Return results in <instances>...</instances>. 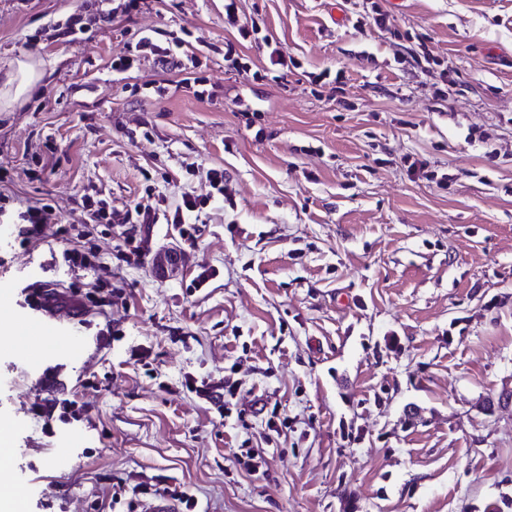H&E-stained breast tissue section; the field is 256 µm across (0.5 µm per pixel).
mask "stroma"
<instances>
[{
    "mask_svg": "<svg viewBox=\"0 0 512 512\" xmlns=\"http://www.w3.org/2000/svg\"><path fill=\"white\" fill-rule=\"evenodd\" d=\"M100 8L0 0V67L43 71L0 110V322L57 283L84 341L36 358L0 332L27 512H128L133 486L196 512H512V0H240L234 22L224 0H140L106 28ZM78 11L84 35L61 42ZM139 30L182 41L213 98L159 94L181 75L151 56L114 72ZM185 194L206 200L195 245L138 224L123 264L125 225L93 224L99 267L69 270L59 228L84 198L171 213ZM40 203L55 215L21 246L9 217ZM116 266L122 300L83 303ZM219 379L225 416L195 392ZM258 396L286 427L243 415Z\"/></svg>",
    "mask_w": 512,
    "mask_h": 512,
    "instance_id": "1",
    "label": "stroma"
}]
</instances>
